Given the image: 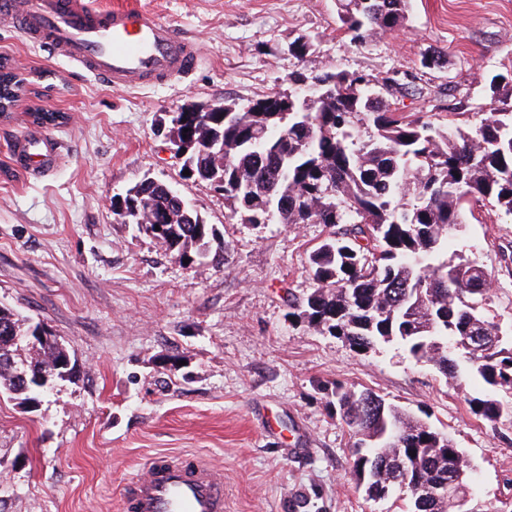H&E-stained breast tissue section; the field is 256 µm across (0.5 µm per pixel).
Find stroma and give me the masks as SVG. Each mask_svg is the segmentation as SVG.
Returning <instances> with one entry per match:
<instances>
[{
  "instance_id": "35a3bbf8",
  "label": "stroma",
  "mask_w": 512,
  "mask_h": 512,
  "mask_svg": "<svg viewBox=\"0 0 512 512\" xmlns=\"http://www.w3.org/2000/svg\"><path fill=\"white\" fill-rule=\"evenodd\" d=\"M131 2L199 40L190 78L116 91L0 22V62L20 81L0 118V306L47 323L75 365L33 406L0 396V512H119L126 483L158 453L222 466L224 512H401V500L369 499L352 480V439L326 392L336 382L447 432L471 461L475 502L512 512V425L470 412L480 386L394 346L356 353L289 317V296L313 286L306 259L327 228L232 219L155 133L183 104H245L293 72L328 68L395 78L388 101L403 115L474 125L495 107L485 75L512 65V0H410L402 29L359 47L336 0ZM302 35L313 46L300 60L288 46ZM435 50L444 68L423 67ZM36 106L68 117L51 131L54 166L40 171L17 148L43 132ZM146 177L221 229L223 267H187L119 221L113 196ZM448 248L485 266L486 314L512 333V220L474 208Z\"/></svg>"
}]
</instances>
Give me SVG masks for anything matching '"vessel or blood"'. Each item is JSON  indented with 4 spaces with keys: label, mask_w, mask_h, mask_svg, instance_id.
I'll use <instances>...</instances> for the list:
<instances>
[{
    "label": "vessel or blood",
    "mask_w": 512,
    "mask_h": 512,
    "mask_svg": "<svg viewBox=\"0 0 512 512\" xmlns=\"http://www.w3.org/2000/svg\"><path fill=\"white\" fill-rule=\"evenodd\" d=\"M0 18L117 91L167 84L189 76L198 63L197 43L145 9L104 11L91 0H0ZM22 148L38 169L50 164L59 145L44 134ZM120 512H224V470L199 456L154 455L145 475L127 483Z\"/></svg>",
    "instance_id": "1"
}]
</instances>
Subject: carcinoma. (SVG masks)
<instances>
[{"instance_id": "carcinoma-1", "label": "carcinoma", "mask_w": 512, "mask_h": 512, "mask_svg": "<svg viewBox=\"0 0 512 512\" xmlns=\"http://www.w3.org/2000/svg\"><path fill=\"white\" fill-rule=\"evenodd\" d=\"M409 0H337L340 29L354 44L404 25ZM327 87L307 99L315 81ZM293 89L268 93L231 112L168 113V130L201 133L210 149L196 156L192 178L213 186L224 177V204L243 224H323L329 235L307 259L313 288L289 302L292 317L344 339L357 353L397 344L455 374L486 386L468 400L470 412L495 426L512 423V345L485 314L491 277L464 252L448 253V233L466 207L490 202L512 217V99L502 96L512 70L486 78L501 106L467 128L406 119L383 99L396 82L375 88L365 77L326 70L288 76ZM124 197L166 212L155 230L137 224L188 266L224 265L223 235L194 209H181L166 185L149 178ZM13 311L0 307V336H26ZM0 360V394L28 403L32 392L18 371L51 365L65 355L56 336L23 359ZM336 416L355 439L350 473L371 499L398 491L406 512H484L466 509L472 469L454 442L371 391L335 383ZM456 479L448 501L437 488Z\"/></svg>"}]
</instances>
